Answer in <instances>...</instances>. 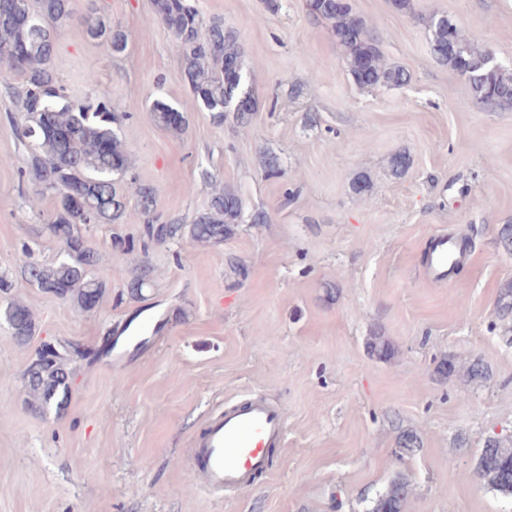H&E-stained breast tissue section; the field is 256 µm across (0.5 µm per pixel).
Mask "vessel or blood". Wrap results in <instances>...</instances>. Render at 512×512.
Masks as SVG:
<instances>
[{"label": "vessel or blood", "instance_id": "1", "mask_svg": "<svg viewBox=\"0 0 512 512\" xmlns=\"http://www.w3.org/2000/svg\"><path fill=\"white\" fill-rule=\"evenodd\" d=\"M283 408L259 398L227 407L194 443L189 461L213 494L246 488L254 472L270 465L268 451L284 441Z\"/></svg>", "mask_w": 512, "mask_h": 512}]
</instances>
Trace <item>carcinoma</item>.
Segmentation results:
<instances>
[{"label":"carcinoma","mask_w":512,"mask_h":512,"mask_svg":"<svg viewBox=\"0 0 512 512\" xmlns=\"http://www.w3.org/2000/svg\"><path fill=\"white\" fill-rule=\"evenodd\" d=\"M153 5L156 17L181 50L184 76L205 110L222 122L227 106L245 94L252 108L236 110L234 117L239 125H247L257 97L245 70V50L237 33L224 28V22L217 18L204 19L191 0H153ZM309 8L331 27L347 71L358 87L401 88L410 82L405 69L386 62L375 31L352 13L349 0H312ZM75 21L89 39L115 53L126 49L124 31L106 24L95 0H86L80 14L75 0H37L35 9L29 7L28 0H0V58L7 60L10 71L23 84L25 121L16 132L29 149L25 176L34 185L31 202L36 207L46 197L54 200L48 230L66 248V259L58 263L33 264L25 250L18 262L25 278L36 287L89 311L90 300H99L105 293L104 281L92 277L91 270L107 265V255L88 245L81 227L131 221L143 225L144 236L156 244L187 233L195 243L209 246L234 233L245 205L237 190L226 185L192 223L163 220L156 208V190L137 183L131 173L129 152L115 129L118 116L110 90L97 86L90 95L73 99L54 71L55 34ZM418 21L428 33L434 57L467 77L475 104L512 106V67L492 64V52L477 35L464 34L442 14H421ZM228 63L236 66L242 81L228 79ZM151 112L161 127L183 130L182 113L164 99H154ZM409 165V156L401 152L388 159V171L395 178ZM123 179L136 185L137 209L133 212L117 187ZM3 317L15 343L23 345L34 337L35 314L27 304L8 302ZM369 348L383 360L397 354L395 346L378 334ZM70 375L65 355H38L24 374L30 403L53 405L58 410L65 407ZM478 476L489 487L512 494V444L488 440L479 458ZM408 495V483L395 479L370 512H404Z\"/></svg>","instance_id":"obj_1"}]
</instances>
